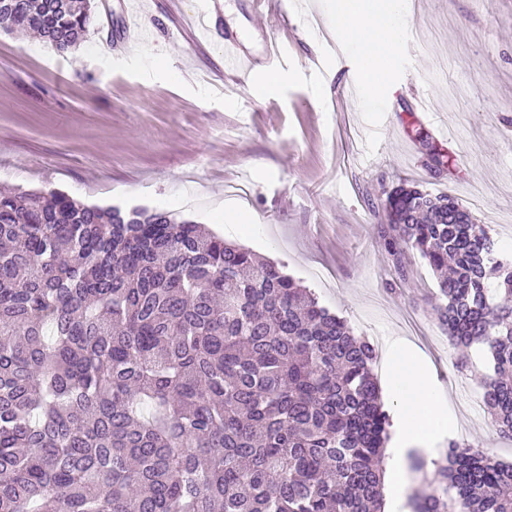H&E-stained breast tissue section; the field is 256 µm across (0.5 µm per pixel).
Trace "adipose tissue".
<instances>
[{
  "instance_id": "adipose-tissue-1",
  "label": "adipose tissue",
  "mask_w": 512,
  "mask_h": 512,
  "mask_svg": "<svg viewBox=\"0 0 512 512\" xmlns=\"http://www.w3.org/2000/svg\"><path fill=\"white\" fill-rule=\"evenodd\" d=\"M340 32L361 45L366 56L376 59L364 77L367 90L378 91L382 79L380 62L389 61L400 44L399 28L388 8L349 0L337 20ZM385 391L394 399L397 425L385 450L383 486L385 500L401 490L411 456L424 453L428 438L443 423L440 398L416 357H408L398 370L382 377Z\"/></svg>"
}]
</instances>
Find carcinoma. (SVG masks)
<instances>
[{
  "label": "carcinoma",
  "mask_w": 512,
  "mask_h": 512,
  "mask_svg": "<svg viewBox=\"0 0 512 512\" xmlns=\"http://www.w3.org/2000/svg\"><path fill=\"white\" fill-rule=\"evenodd\" d=\"M60 52L92 0H9ZM0 187V512H380L391 426L377 350L272 262L143 208ZM378 242L438 274L432 310L485 345L512 438V260L448 195L401 184ZM414 512H512V463L448 441Z\"/></svg>",
  "instance_id": "cac0c4a2"
}]
</instances>
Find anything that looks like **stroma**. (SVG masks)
<instances>
[{
    "label": "stroma",
    "instance_id": "stroma-1",
    "mask_svg": "<svg viewBox=\"0 0 512 512\" xmlns=\"http://www.w3.org/2000/svg\"><path fill=\"white\" fill-rule=\"evenodd\" d=\"M84 42L60 53L0 28V185L87 204L147 207L242 245L316 294L375 345L378 365L414 348L445 399L452 439L512 462L481 394L483 347L459 352L428 302L431 269L408 257L393 280L376 224L386 191L420 184L468 207L512 258V0H396L401 36L380 93L370 61L341 35L345 0H288L275 20L252 0H95ZM252 61L224 80L225 34ZM280 75L254 95L264 73ZM451 157L430 171V154Z\"/></svg>",
    "mask_w": 512,
    "mask_h": 512
}]
</instances>
